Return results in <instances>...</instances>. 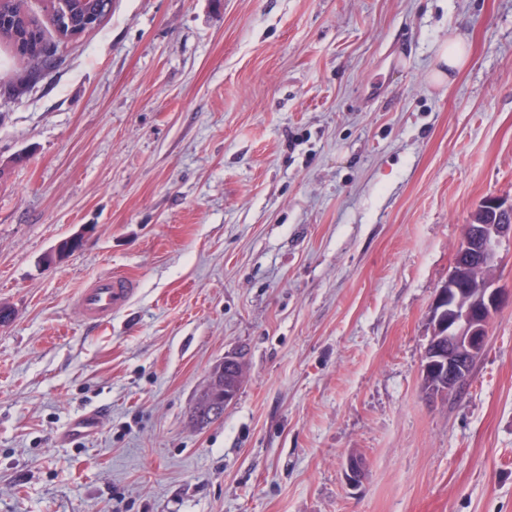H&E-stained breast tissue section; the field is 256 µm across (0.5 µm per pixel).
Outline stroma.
I'll list each match as a JSON object with an SVG mask.
<instances>
[{
  "label": "stroma",
  "instance_id": "1",
  "mask_svg": "<svg viewBox=\"0 0 512 512\" xmlns=\"http://www.w3.org/2000/svg\"><path fill=\"white\" fill-rule=\"evenodd\" d=\"M22 72L0 43V512H512V302L457 400L420 377L465 225L512 199V0H112ZM466 58L467 54L464 43L458 39H448V42L443 44L439 55V63H441L443 67L434 72V80L443 82L447 75L446 67H448L449 76L451 71L465 64ZM133 280L122 274L100 276L82 288L76 305L85 321L99 323L124 308L135 292ZM224 372L225 374L236 375L239 380L242 382L243 379V362L237 357H227L224 358V364L219 365L214 370V376L217 377V383L210 389L204 392L201 397H198L194 406L192 417L197 425L203 426L205 424L211 423L212 421L220 418L224 414V410L235 400L237 393L234 391L224 390ZM212 379V380H213ZM220 388L219 391L212 392L213 389ZM221 392H224L223 407H215L212 411V405L215 403H219V395ZM223 409V412H222ZM211 411L213 414H220L216 417H211Z\"/></svg>",
  "mask_w": 512,
  "mask_h": 512
}]
</instances>
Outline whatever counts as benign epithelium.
Here are the masks:
<instances>
[{"mask_svg":"<svg viewBox=\"0 0 512 512\" xmlns=\"http://www.w3.org/2000/svg\"><path fill=\"white\" fill-rule=\"evenodd\" d=\"M61 13L67 22L81 21L84 24L92 22L94 13L73 9L67 0H59ZM512 239V224H493L477 230L464 240L463 251H474L487 265H497L500 262L499 248L503 240ZM458 289L441 286L437 290L430 309V317L442 319L448 317V341L453 345H461L472 353H479L486 347L488 332L484 326V318L492 316L509 299L512 290H507L499 281L492 282L479 304L474 308L461 310L458 308L456 293ZM425 357L430 363L440 365L445 377L456 382L465 380L463 363L452 349L446 351L435 342L430 341L425 349ZM364 463L360 456L350 455L345 464L344 477L350 486H357L363 480Z\"/></svg>","mask_w":512,"mask_h":512,"instance_id":"1","label":"benign epithelium"}]
</instances>
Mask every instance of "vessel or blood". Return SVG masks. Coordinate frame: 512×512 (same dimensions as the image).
Listing matches in <instances>:
<instances>
[{
  "label": "vessel or blood",
  "instance_id": "obj_1",
  "mask_svg": "<svg viewBox=\"0 0 512 512\" xmlns=\"http://www.w3.org/2000/svg\"><path fill=\"white\" fill-rule=\"evenodd\" d=\"M135 292L133 280L122 274L100 276L82 288L76 298L85 321L99 323L124 308Z\"/></svg>",
  "mask_w": 512,
  "mask_h": 512
}]
</instances>
